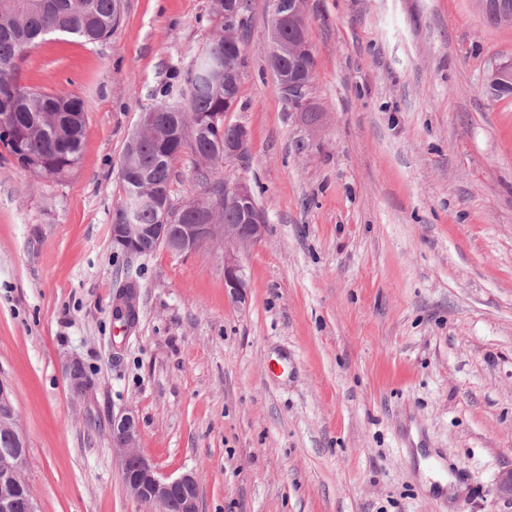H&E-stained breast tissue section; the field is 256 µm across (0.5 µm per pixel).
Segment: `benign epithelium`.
<instances>
[{
  "instance_id": "obj_1",
  "label": "benign epithelium",
  "mask_w": 512,
  "mask_h": 512,
  "mask_svg": "<svg viewBox=\"0 0 512 512\" xmlns=\"http://www.w3.org/2000/svg\"><path fill=\"white\" fill-rule=\"evenodd\" d=\"M489 18L502 22L512 20V0H475ZM305 0H289L283 4L273 0L272 37L286 25L300 32L297 41L288 44V58L296 59L309 52L305 36ZM488 93L504 85H512V60L494 64L485 74ZM248 141V131L241 125L224 138V159L240 156ZM153 204L147 198L131 196L123 205L126 223L112 224V246L128 257L140 256L155 238L166 241L167 250L175 255L192 253L218 243L224 247V288L237 304L247 299V276L241 252L260 243L266 234V221L248 185L239 183L224 187V206L214 205L199 224H174L168 211L160 208L161 223L148 226L137 223L139 211ZM232 215L230 224L215 223L219 209ZM135 313L134 294L127 290L114 307L115 316L128 325ZM65 376L71 393L83 396L88 388L82 362L73 358L65 365ZM112 447L121 464L122 481L126 490L148 512H199V485L194 472L177 477L162 474L140 449V428L136 412L128 408L114 416L111 422ZM0 512H37L33 493L25 480L27 443L18 425L16 409L9 387L0 380Z\"/></svg>"
}]
</instances>
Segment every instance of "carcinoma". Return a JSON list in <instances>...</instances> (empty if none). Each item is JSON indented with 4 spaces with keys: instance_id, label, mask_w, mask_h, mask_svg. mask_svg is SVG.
Listing matches in <instances>:
<instances>
[{
    "instance_id": "obj_1",
    "label": "carcinoma",
    "mask_w": 512,
    "mask_h": 512,
    "mask_svg": "<svg viewBox=\"0 0 512 512\" xmlns=\"http://www.w3.org/2000/svg\"><path fill=\"white\" fill-rule=\"evenodd\" d=\"M117 0H0V116L10 121L12 136H0V146L16 154L15 140L26 139L28 152L17 161L22 168L41 178H63L79 164L84 126L57 124L61 116L85 114L82 98L68 93L47 94L20 84L17 63L27 49L50 34L76 37L96 43L112 36L120 22ZM208 21L213 30L211 55H201L187 78L183 102L161 100L148 109L149 132L142 139L140 153L123 151L121 160L131 172L146 177L154 191L171 197L175 163L187 151L198 150L204 171L202 185L208 196L185 206H173L175 217L194 224L193 208H207L224 200V182L215 179L224 162V131L211 125L215 115H224L237 100L236 81L224 88V60L237 59L240 47L225 37L224 0H211ZM200 127L196 145L173 136L178 123Z\"/></svg>"
}]
</instances>
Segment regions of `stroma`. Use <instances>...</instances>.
<instances>
[{"label":"stroma","instance_id":"35a3bbf8","mask_svg":"<svg viewBox=\"0 0 512 512\" xmlns=\"http://www.w3.org/2000/svg\"><path fill=\"white\" fill-rule=\"evenodd\" d=\"M249 3L226 115L249 141L220 174L267 217L242 305L221 246L112 250L124 144L179 94L211 0H124L106 41L51 35L19 62L86 104L66 179L0 148V379L38 512H146L110 437L127 407L162 473L196 472L200 512H512V95L482 87L512 23L473 0H306L297 105L268 68L272 0ZM65 376L71 393L82 397L88 388L82 362L77 358L70 359L65 365Z\"/></svg>","mask_w":512,"mask_h":512}]
</instances>
